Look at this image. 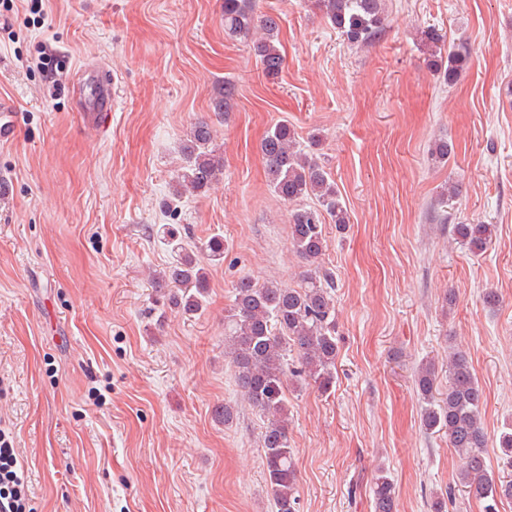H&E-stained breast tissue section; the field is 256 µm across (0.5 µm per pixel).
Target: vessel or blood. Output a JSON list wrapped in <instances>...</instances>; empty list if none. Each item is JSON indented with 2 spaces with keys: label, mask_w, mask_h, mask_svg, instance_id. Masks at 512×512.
Returning a JSON list of instances; mask_svg holds the SVG:
<instances>
[{
  "label": "vessel or blood",
  "mask_w": 512,
  "mask_h": 512,
  "mask_svg": "<svg viewBox=\"0 0 512 512\" xmlns=\"http://www.w3.org/2000/svg\"><path fill=\"white\" fill-rule=\"evenodd\" d=\"M79 89L78 115L84 129L96 131L106 128L112 119V72L109 68L91 66L77 75ZM15 107L5 98L0 99V141L9 142L17 136Z\"/></svg>",
  "instance_id": "1"
}]
</instances>
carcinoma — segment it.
Returning <instances> with one entry per match:
<instances>
[{
	"label": "carcinoma",
	"instance_id": "obj_1",
	"mask_svg": "<svg viewBox=\"0 0 512 512\" xmlns=\"http://www.w3.org/2000/svg\"><path fill=\"white\" fill-rule=\"evenodd\" d=\"M318 8L338 34L352 47L373 45L386 28L383 0H318ZM224 32L230 37H254L252 49L263 72L278 76L285 64L280 48L279 22L272 15L255 12L254 0H224ZM429 48V66L453 83L466 65V56L445 44L442 35L423 32ZM213 132L200 123L183 146L184 164L177 174L175 196L200 194L224 176V162L210 149ZM269 186L282 201L295 204L307 197L317 208H296L289 217L293 251L309 263L298 288L276 282L241 279L224 315V357L247 404L265 419L262 459L267 493L274 512H299L293 448L288 435V382L299 378L328 391L336 371V317L332 275L321 264L326 249L325 224L343 230L349 223L336 183L324 167L311 161L295 129L280 123L261 143ZM491 224H454L451 235L478 255L491 244ZM164 234L178 253L176 263L157 277L158 287L169 288L172 305L192 314L202 307L207 289L205 265L224 259V238L212 236L202 247L190 249L186 227L167 225ZM297 353L298 366L289 367L288 348ZM436 380L431 363L423 364L415 380L425 406L421 426L426 432L443 431L461 461L459 478L479 499L484 512H498L497 504L512 500V431L500 434L502 469L496 477L486 464L487 432L482 423L483 391L466 354L448 352V394L433 399ZM396 491L392 480L379 471L373 488L374 512H395Z\"/></svg>",
	"mask_w": 512,
	"mask_h": 512
}]
</instances>
